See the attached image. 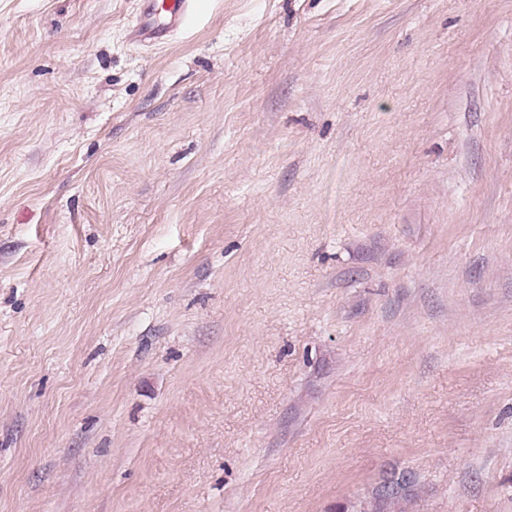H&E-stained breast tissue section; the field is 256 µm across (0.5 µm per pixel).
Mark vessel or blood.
<instances>
[{
	"label": "vessel or blood",
	"instance_id": "vessel-or-blood-1",
	"mask_svg": "<svg viewBox=\"0 0 512 512\" xmlns=\"http://www.w3.org/2000/svg\"><path fill=\"white\" fill-rule=\"evenodd\" d=\"M195 7L196 0H139L128 38L143 46L164 42L183 29Z\"/></svg>",
	"mask_w": 512,
	"mask_h": 512
}]
</instances>
